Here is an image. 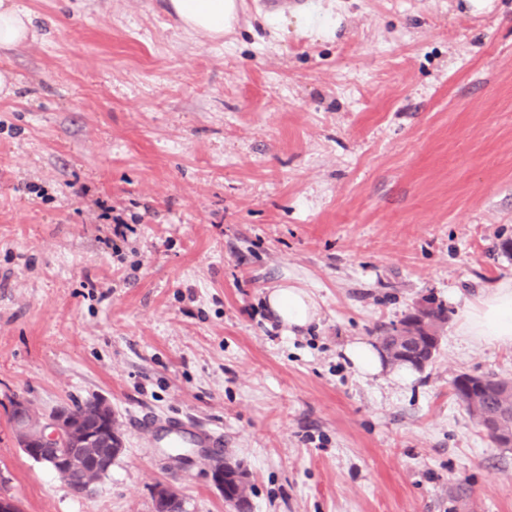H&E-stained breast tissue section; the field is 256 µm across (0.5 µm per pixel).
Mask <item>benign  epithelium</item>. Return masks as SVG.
Segmentation results:
<instances>
[{"label":"benign epithelium","instance_id":"1","mask_svg":"<svg viewBox=\"0 0 512 512\" xmlns=\"http://www.w3.org/2000/svg\"><path fill=\"white\" fill-rule=\"evenodd\" d=\"M106 413L93 428L71 415L69 407L60 406L46 415L38 414L23 400L14 401L12 422L23 434L21 450L61 476L67 485L90 494L95 485L108 474L123 453V434L107 402ZM210 476L216 488L224 490V457L208 455ZM181 502L171 486H161L155 495L158 512H170Z\"/></svg>","mask_w":512,"mask_h":512}]
</instances>
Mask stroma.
<instances>
[{"label": "stroma", "mask_w": 512, "mask_h": 512, "mask_svg": "<svg viewBox=\"0 0 512 512\" xmlns=\"http://www.w3.org/2000/svg\"><path fill=\"white\" fill-rule=\"evenodd\" d=\"M34 37L0 99V494L22 512H227L196 448L224 437L252 512H512V448L452 394L512 380L458 316L512 278V0H238L224 36L162 0H16ZM129 224L112 237V220ZM299 280L319 323L263 307ZM432 299L409 384L343 355ZM42 414L106 400L125 451L78 497L19 448Z\"/></svg>", "instance_id": "35a3bbf8"}]
</instances>
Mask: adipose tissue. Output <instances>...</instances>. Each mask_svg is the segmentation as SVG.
Here are the masks:
<instances>
[{
	"label": "adipose tissue",
	"mask_w": 512,
	"mask_h": 512,
	"mask_svg": "<svg viewBox=\"0 0 512 512\" xmlns=\"http://www.w3.org/2000/svg\"><path fill=\"white\" fill-rule=\"evenodd\" d=\"M165 5L186 30L210 39L223 37L237 10L235 0H165ZM31 31V17L18 9L14 0H0V50L21 46ZM267 307L289 333L307 327L319 316L313 294L291 283L273 289ZM458 333L473 344L512 348V278L487 286L476 302L467 306Z\"/></svg>",
	"instance_id": "adipose-tissue-1"
}]
</instances>
